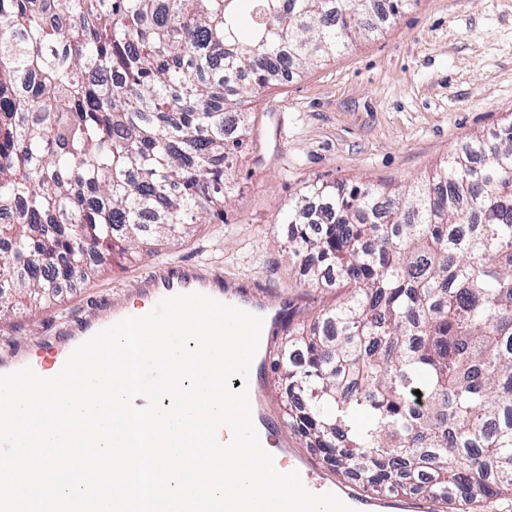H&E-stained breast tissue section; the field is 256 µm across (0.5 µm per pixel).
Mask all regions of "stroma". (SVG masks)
Masks as SVG:
<instances>
[{
  "label": "stroma",
  "instance_id": "stroma-1",
  "mask_svg": "<svg viewBox=\"0 0 512 512\" xmlns=\"http://www.w3.org/2000/svg\"><path fill=\"white\" fill-rule=\"evenodd\" d=\"M249 110L254 131L233 152L223 215L0 321V368L63 348L76 320L143 306L141 276L169 261L271 289L298 323L339 301L342 290L305 283L280 207L309 180L396 188L424 178L467 137L512 120V0H409L379 36L266 88Z\"/></svg>",
  "mask_w": 512,
  "mask_h": 512
}]
</instances>
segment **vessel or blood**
I'll use <instances>...</instances> for the list:
<instances>
[{"label": "vessel or blood", "instance_id": "vessel-or-blood-1", "mask_svg": "<svg viewBox=\"0 0 512 512\" xmlns=\"http://www.w3.org/2000/svg\"><path fill=\"white\" fill-rule=\"evenodd\" d=\"M140 286L156 302L176 293L199 292L263 317L262 343L250 370L249 396L253 422L258 433L265 434L275 430L279 425V418L268 405L269 396L265 390L264 377L269 350L286 330V314L277 310L275 297L265 290L259 292L238 286L220 273L180 262L163 263L157 270L145 274ZM298 471L308 490L314 493L337 494L355 512H364L372 504L371 499L341 489L332 477L312 465H301Z\"/></svg>", "mask_w": 512, "mask_h": 512}]
</instances>
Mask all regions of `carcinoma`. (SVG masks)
Wrapping results in <instances>:
<instances>
[{"mask_svg": "<svg viewBox=\"0 0 512 512\" xmlns=\"http://www.w3.org/2000/svg\"><path fill=\"white\" fill-rule=\"evenodd\" d=\"M407 2L0 0V317L223 215L246 98ZM281 223L347 290L273 360L291 430L372 492L511 498L512 125L395 191L305 185Z\"/></svg>", "mask_w": 512, "mask_h": 512, "instance_id": "carcinoma-1", "label": "carcinoma"}]
</instances>
